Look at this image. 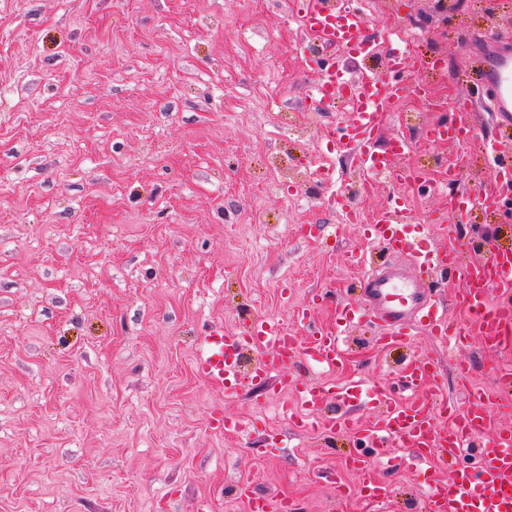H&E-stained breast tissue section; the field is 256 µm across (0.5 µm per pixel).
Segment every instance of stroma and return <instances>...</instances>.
<instances>
[{
  "label": "stroma",
  "mask_w": 512,
  "mask_h": 512,
  "mask_svg": "<svg viewBox=\"0 0 512 512\" xmlns=\"http://www.w3.org/2000/svg\"><path fill=\"white\" fill-rule=\"evenodd\" d=\"M428 23L406 61L447 101H477L466 147L433 140L410 167L463 165L496 187L483 149L493 135L481 87L462 80L496 0L429 19L426 0H391ZM290 0H0V512H248L238 494L284 496L294 512H379L347 458L373 445L355 432L303 428L270 383L226 396L194 370L204 332L263 317L306 337L351 300L365 252L396 260L341 211L320 208L306 166L322 126L349 113L309 111L315 72L297 60ZM303 106L293 116L289 106ZM447 186L414 195L409 221L436 247L452 224ZM342 228V241L332 233ZM512 196L461 231L467 256L507 244ZM330 292L309 322L295 309ZM344 375L390 387L410 356L432 357L444 397L455 360L416 334L385 349L349 328ZM495 388L512 344L472 336L463 356ZM237 427L215 426L217 416ZM284 446L269 453L267 437ZM389 512H426L428 487L406 466L386 471Z\"/></svg>",
  "instance_id": "1"
}]
</instances>
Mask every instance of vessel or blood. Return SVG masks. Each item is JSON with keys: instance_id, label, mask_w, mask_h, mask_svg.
<instances>
[{"instance_id": "vessel-or-blood-1", "label": "vessel or blood", "mask_w": 512, "mask_h": 512, "mask_svg": "<svg viewBox=\"0 0 512 512\" xmlns=\"http://www.w3.org/2000/svg\"><path fill=\"white\" fill-rule=\"evenodd\" d=\"M299 26L309 36L332 45L341 58L366 57L383 52L387 55L385 75L368 73L363 80L346 76L342 67L330 63L319 67L314 86L317 101L340 106L352 115L342 132L328 131L327 147L337 155L348 157L368 174L393 177L403 184L419 182L416 171L397 169L395 162L405 155L404 135L380 141L383 113L393 111L409 89L398 80L403 64L413 51L412 45L386 48L383 34H371L365 0H305L296 9ZM480 62V76L497 116L498 133L512 132V43L490 36L475 49ZM457 117L451 124L433 127L435 138L467 145L472 124L471 101L456 105ZM500 198L496 192L474 189L455 197L453 210L458 223H466L472 209L497 210ZM411 207L409 194H402L392 206L380 210L368 223L371 237L385 241L407 259L406 265L387 264L371 270L360 282V301L343 308L336 318L334 331L306 339L289 335L276 321L264 320L247 331L227 334L216 331L204 339L195 368L199 376L212 385L222 387L225 394L236 393L241 385L239 359L244 351L258 353L260 361L254 378L271 382L274 388L288 392L309 411L318 409L331 388L322 381H303L287 375L289 361L303 357L324 372L336 371L342 351L343 332L347 324L370 316L383 330L385 341L401 342L414 328L448 344L450 349L463 347L467 336L462 328L439 312L440 289L434 277L441 274L461 282L453 296V304L463 305L473 326L486 346H498L501 337L512 335V249L492 248L483 262H467L459 247L437 249L423 245L408 224ZM499 288L501 301H490L489 287ZM437 366L432 359L417 358L408 362L399 381L408 390L406 399L392 398L381 385L367 389L368 402L379 408L372 422L357 426V433L373 439L383 458H391L392 449L385 439L396 438L407 448L417 465L423 466L429 488L428 512H512V430H499L481 444H474L475 433L489 425L487 415L477 410L482 394L468 390L455 408L439 400L441 389L436 382ZM452 413L450 425H440L444 413ZM475 460L474 467L461 465L463 457ZM350 466L359 474V488L366 497L386 501L389 490L375 476L376 463L354 457ZM452 466L450 479H441L438 468ZM246 496L249 512H288L284 498H268L250 494L248 486H240Z\"/></svg>"}]
</instances>
